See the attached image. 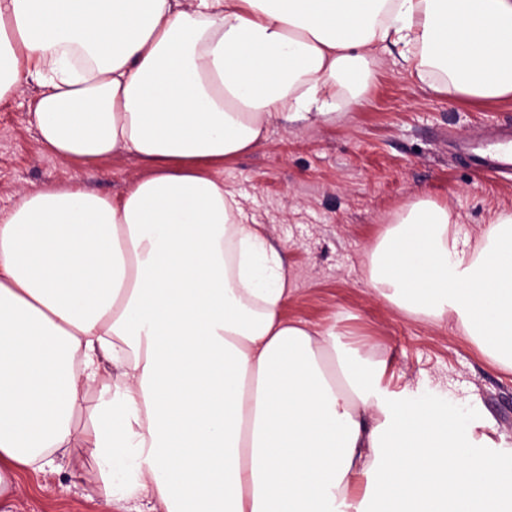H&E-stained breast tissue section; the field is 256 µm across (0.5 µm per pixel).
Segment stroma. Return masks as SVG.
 Here are the masks:
<instances>
[{
	"instance_id": "obj_1",
	"label": "stroma",
	"mask_w": 512,
	"mask_h": 512,
	"mask_svg": "<svg viewBox=\"0 0 512 512\" xmlns=\"http://www.w3.org/2000/svg\"><path fill=\"white\" fill-rule=\"evenodd\" d=\"M35 83L0 100V212L20 193L81 183L116 196L141 173L115 153L88 172L45 149L29 111ZM512 123V100L441 97L383 55L360 103L328 121L271 126L255 150L224 164V183L283 253L295 288L285 314L335 322L346 343L386 362L383 388L450 404L463 419L491 423L512 452V371L483 355L454 323L411 318L368 282L367 256L395 211L420 196L446 203L479 235L512 212V173L482 175L458 153V139ZM97 465L56 454L52 465L16 471L0 512H108Z\"/></svg>"
}]
</instances>
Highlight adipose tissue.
<instances>
[{
    "instance_id": "obj_1",
    "label": "adipose tissue",
    "mask_w": 512,
    "mask_h": 512,
    "mask_svg": "<svg viewBox=\"0 0 512 512\" xmlns=\"http://www.w3.org/2000/svg\"><path fill=\"white\" fill-rule=\"evenodd\" d=\"M392 48L435 94L512 100V0H0V95L37 84L45 148L144 169L0 217V494L63 451L96 460L118 512L512 502L487 422L381 390L335 324L284 316V260L224 185L270 126L357 104ZM368 278L512 369L511 212L474 240L447 204H406Z\"/></svg>"
}]
</instances>
